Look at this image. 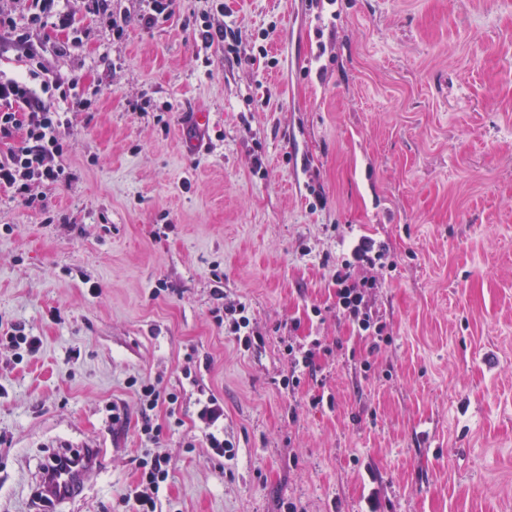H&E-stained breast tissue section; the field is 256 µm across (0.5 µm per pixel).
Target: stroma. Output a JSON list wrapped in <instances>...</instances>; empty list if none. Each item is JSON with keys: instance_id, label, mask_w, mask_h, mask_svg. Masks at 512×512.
<instances>
[{"instance_id": "stroma-1", "label": "stroma", "mask_w": 512, "mask_h": 512, "mask_svg": "<svg viewBox=\"0 0 512 512\" xmlns=\"http://www.w3.org/2000/svg\"><path fill=\"white\" fill-rule=\"evenodd\" d=\"M64 7L74 30L31 38L92 94L65 115L74 179L43 211L0 192V333L42 340L20 363L0 346V512H128L147 452L171 463L162 512H512V0H176L149 29L145 0H112L119 41ZM361 237L379 264L354 262ZM345 262L381 283L377 351L336 313ZM238 300L247 350L213 317ZM290 345L311 355L295 387ZM134 378L178 396L151 445ZM202 391L233 459L202 441ZM64 441L103 471L38 508Z\"/></svg>"}]
</instances>
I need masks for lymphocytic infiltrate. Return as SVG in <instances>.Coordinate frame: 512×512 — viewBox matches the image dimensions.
Segmentation results:
<instances>
[{"label":"lymphocytic infiltrate","instance_id":"lymphocytic-infiltrate-1","mask_svg":"<svg viewBox=\"0 0 512 512\" xmlns=\"http://www.w3.org/2000/svg\"><path fill=\"white\" fill-rule=\"evenodd\" d=\"M72 15L63 10L60 0H28L27 23L19 25L15 13L0 8V38L11 41L21 52L25 72L10 76L0 73V190L30 208L45 205L43 187L71 182L73 175L64 163L68 152L66 123L54 111L47 97L58 94L72 111L88 108L86 98L76 92L79 79L45 67L39 50L28 36L33 28H73ZM336 284V309L359 333L368 335L371 346L383 342L385 326L365 303L376 280L354 279L350 264H342L333 274ZM141 404L140 434L146 442L159 438L162 428L155 424L153 410L159 402L177 404L175 394H161L146 380H131ZM196 416L202 437L213 456H231L233 446L224 438V406L216 396L201 401ZM140 484L125 502L132 512H159V493L170 477V461L160 455H145L138 463Z\"/></svg>","mask_w":512,"mask_h":512}]
</instances>
